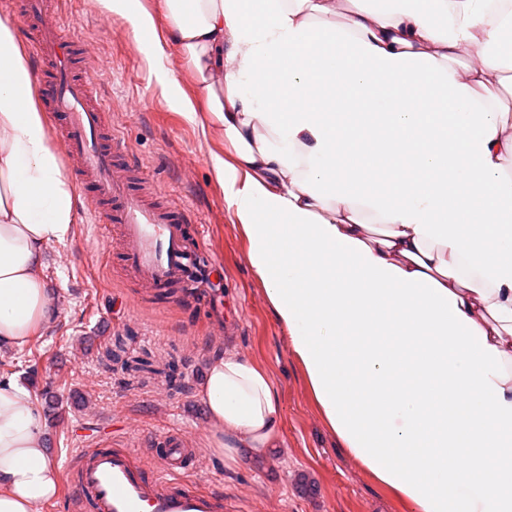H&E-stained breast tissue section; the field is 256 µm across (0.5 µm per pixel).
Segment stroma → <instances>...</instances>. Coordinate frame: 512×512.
<instances>
[{
	"instance_id": "stroma-1",
	"label": "stroma",
	"mask_w": 512,
	"mask_h": 512,
	"mask_svg": "<svg viewBox=\"0 0 512 512\" xmlns=\"http://www.w3.org/2000/svg\"><path fill=\"white\" fill-rule=\"evenodd\" d=\"M58 10L71 33L94 47L78 72L94 80L109 131L158 199L186 207L192 236L214 259L212 295L223 321L214 328L207 304L179 295L152 301L125 279L109 203L94 204L74 167L64 168L80 205L74 236L48 251L52 314L22 349L0 352V377L34 396L48 387L59 397L45 421L50 457L66 468L88 447V432L144 451L156 435L180 429L194 441L188 480L222 490L242 512H413L344 447L292 355L208 161L230 148L217 131L202 134L184 116L160 74L168 69L192 98V72L173 49L156 65L149 36L98 0H58ZM227 350L263 369L276 390L282 438L268 459L243 455L228 466L211 451L214 428L197 391L209 359ZM32 358L34 378L26 372Z\"/></svg>"
}]
</instances>
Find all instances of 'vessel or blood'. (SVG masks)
<instances>
[{"label":"vessel or blood","instance_id":"vessel-or-blood-1","mask_svg":"<svg viewBox=\"0 0 512 512\" xmlns=\"http://www.w3.org/2000/svg\"><path fill=\"white\" fill-rule=\"evenodd\" d=\"M6 7L30 31L42 103L62 119L56 136L64 157L78 160L83 182L111 205L127 276L153 292L209 287L213 264L189 246L185 211L147 204L133 180L119 175L117 157L125 149L104 138V108L92 79L73 72L74 60L88 53V45L65 33L54 0H8ZM151 448L144 455L108 447L98 438L82 449L67 475L73 490L69 512H227L223 492L185 480L193 468L186 434L167 432L155 437Z\"/></svg>","mask_w":512,"mask_h":512}]
</instances>
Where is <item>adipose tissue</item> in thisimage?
<instances>
[{"mask_svg": "<svg viewBox=\"0 0 512 512\" xmlns=\"http://www.w3.org/2000/svg\"><path fill=\"white\" fill-rule=\"evenodd\" d=\"M162 0L163 40L233 149L209 162L290 350L347 448L415 512H512V0ZM465 64H458L459 56ZM0 16V350L47 322L76 194ZM212 451L281 440L265 371L227 351ZM57 491L42 413L0 379V512Z\"/></svg>", "mask_w": 512, "mask_h": 512, "instance_id": "obj_1", "label": "adipose tissue"}]
</instances>
